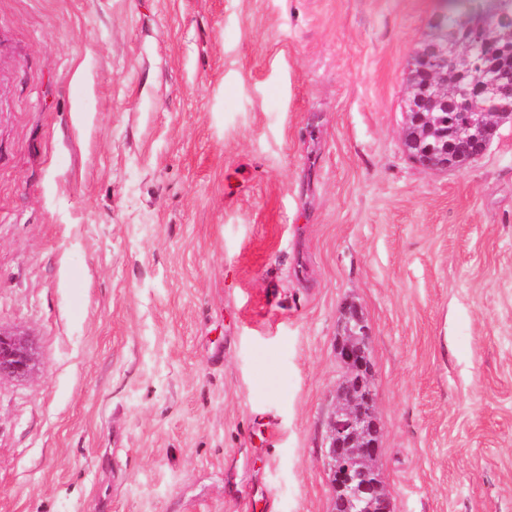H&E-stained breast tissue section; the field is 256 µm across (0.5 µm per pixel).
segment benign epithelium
Masks as SVG:
<instances>
[{"instance_id":"obj_1","label":"benign epithelium","mask_w":512,"mask_h":512,"mask_svg":"<svg viewBox=\"0 0 512 512\" xmlns=\"http://www.w3.org/2000/svg\"><path fill=\"white\" fill-rule=\"evenodd\" d=\"M444 23L438 16L431 19V35L415 51L406 75L408 85L420 84L422 93L411 98L406 108L404 146L413 162L427 171L452 169L456 161L446 149L416 152L423 137L438 125L434 112L448 107L450 101L460 107L471 94V87L463 84L448 92V30ZM472 67L480 72L478 91L489 101L496 119L469 118L457 129L456 138L462 141L470 162L482 157L500 137L501 126L512 120V77L483 65L477 58ZM341 316L342 333L336 337L335 349L347 375L336 388V405L324 446L333 512H395V504L375 467L381 427L375 414L370 327L355 304L345 305ZM35 367V348L29 337L0 328V380L27 378Z\"/></svg>"}]
</instances>
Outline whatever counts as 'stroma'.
<instances>
[{
    "mask_svg": "<svg viewBox=\"0 0 512 512\" xmlns=\"http://www.w3.org/2000/svg\"><path fill=\"white\" fill-rule=\"evenodd\" d=\"M436 3L0 0V512H331L348 301L396 512H512V125L405 154ZM35 367V348L29 337L0 328V380L27 378Z\"/></svg>",
    "mask_w": 512,
    "mask_h": 512,
    "instance_id": "obj_1",
    "label": "stroma"
}]
</instances>
